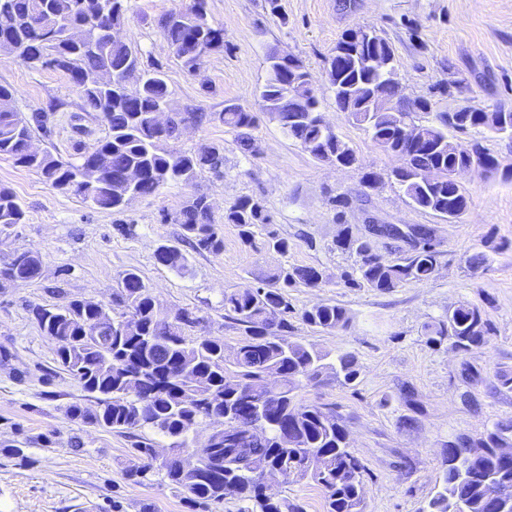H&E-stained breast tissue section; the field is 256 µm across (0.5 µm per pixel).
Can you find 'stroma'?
Returning a JSON list of instances; mask_svg holds the SVG:
<instances>
[{"label": "stroma", "mask_w": 512, "mask_h": 512, "mask_svg": "<svg viewBox=\"0 0 512 512\" xmlns=\"http://www.w3.org/2000/svg\"><path fill=\"white\" fill-rule=\"evenodd\" d=\"M189 3L128 0L117 35L142 65L162 67L172 110L208 113L207 122L185 130L173 146L223 145V175L207 171L195 183L167 185L122 210H100L0 156V187L12 190L25 212L22 224L0 235V262L32 250L43 263L34 281L0 282V512H140L145 504L152 512H187L180 494L159 481L125 478L134 462L132 438L70 417L71 405L92 412L97 402L59 366L56 344L40 330L32 306L71 299L111 304L132 270L168 309L201 316L194 335L223 340L230 359L242 329L225 316V292L297 266L318 267L324 284L289 289L291 340L350 353L359 370L353 384L330 375L303 386L299 397L335 413L348 448L365 467L366 512H419L440 484L448 441L512 425V390L498 381L512 376V179L504 176L512 169V140L486 128L449 131L458 143L480 141L500 171L458 175L467 209L456 219L417 209L390 178L396 158L337 108L325 61L345 30L370 26L395 50L404 95L431 102V111L410 114L411 122L427 124L436 113L470 104L512 109V0H279L275 15L265 0H208L224 46L194 74L182 68L159 26L164 14ZM273 47L303 61L325 121L354 152L356 165L315 160L262 110L257 90ZM0 83L14 89L19 112L47 113L50 130L35 131L37 149L74 162L107 132L61 70L0 55ZM229 102L256 114L258 155L244 154L221 120ZM372 172L380 181L365 187L363 177ZM198 193L207 196L221 227L220 254L195 252L180 225L163 219ZM242 197L258 200L269 217L252 248L224 221L225 210ZM369 224L433 227L440 256L432 278L389 292L346 285L355 257L336 240L346 228L363 235ZM272 231L288 239V253L266 246ZM163 245L186 255V272L156 263ZM477 253L487 262L470 267L467 259ZM319 302L344 307L348 327L327 333L304 322L303 312ZM462 303L490 324L486 344L461 352L430 343L426 326ZM14 448L23 449L24 459L11 456ZM266 484L274 498L324 512L323 493L313 483L276 476Z\"/></svg>", "instance_id": "1"}]
</instances>
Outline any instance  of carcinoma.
<instances>
[{
    "mask_svg": "<svg viewBox=\"0 0 512 512\" xmlns=\"http://www.w3.org/2000/svg\"><path fill=\"white\" fill-rule=\"evenodd\" d=\"M126 2L0 0V54L64 71L107 125L106 135L77 163H65L49 152L29 154L25 144L34 128L44 127L42 115L35 112L28 118L18 112L14 89L0 84V156L35 171L55 189L112 211L122 209L131 193L151 196L170 183L191 184L206 170L219 175L224 167V147L219 144L205 143L190 151L164 147L182 128L201 125L207 115L170 112L165 129L157 126L156 113L170 98L165 72L158 66L140 67L131 49L112 38V28L127 20ZM160 25L172 53L191 74L210 52L224 47V29L211 22L207 0H192L186 9L165 14ZM336 50L344 55L332 56L326 67L336 103L380 148L398 158L400 165L392 174L411 203L446 218L466 209V198L452 176L456 155L448 128H488L498 112L483 107L459 112L452 125L448 113L439 112L436 122L420 125L422 141L407 145L398 135L401 117L429 112L431 103L423 98L399 100L396 112L377 106L382 94L396 97L386 84L385 69L372 64L378 57L394 61L392 46L362 26L346 31ZM267 62V77L258 93L262 109L314 159L335 156L353 166L354 153L322 120L318 96L303 88L308 72L302 61L274 47ZM107 63L112 82L101 85L97 77ZM132 77L136 87L130 89ZM220 118L238 131L245 151L259 153L248 133L256 125L255 113L231 103ZM474 150L482 155L484 174L498 172L493 154L478 146ZM431 170L442 172V178L424 181L422 176ZM23 219L17 197L0 188V234ZM168 219L181 226L183 240L193 250L217 255L224 249L205 196L189 200L171 219L163 216ZM224 223L235 225L241 242L253 247L255 228L268 223V216L259 201L243 197L225 210ZM374 240L402 241L409 250L399 260L385 259L374 252ZM336 247L356 257V276L347 278L354 287L388 292L430 279L437 267L435 232L424 224L411 230L376 224L370 239L354 237L346 229ZM155 259L176 271L186 269V258L176 247H160ZM41 265L36 252L12 255L0 266V275L32 282ZM298 283L318 288L323 273L313 266L281 268L260 279L256 288L224 293V312L244 331L229 364L224 341L188 336L187 331L201 323L192 310H181L182 322L176 330H167L168 311L134 271L125 273L115 293L133 319L131 330L123 317L84 299L35 305L31 312L41 331L55 340L57 362L83 391L96 395L98 410L89 413L74 405V418L130 437L148 429L176 439L159 466L153 464L159 450L150 440L134 442L138 463L126 470L128 480L142 484L159 478L184 495L190 512H211L227 498L240 503L238 512H303L297 503L263 496L261 477L275 471L287 481L311 480L321 486L326 512H365L364 467L347 448L344 430L322 406L298 400L303 383L325 374L354 382L356 362L349 353L333 357L312 343L288 339V316L293 313L288 289ZM302 319L325 331L343 329L350 322L344 307L327 302L305 310ZM426 331L431 343L449 340L456 350L468 352L487 343L491 328L478 309L460 304ZM219 415L224 419L215 430V441L201 449L196 465L184 463L182 454L198 428ZM507 431L512 432V425L497 424L478 441L448 442L441 485L419 512H512V444ZM491 482L502 489L493 498L487 490Z\"/></svg>",
    "mask_w": 512,
    "mask_h": 512,
    "instance_id": "obj_1",
    "label": "carcinoma"
}]
</instances>
